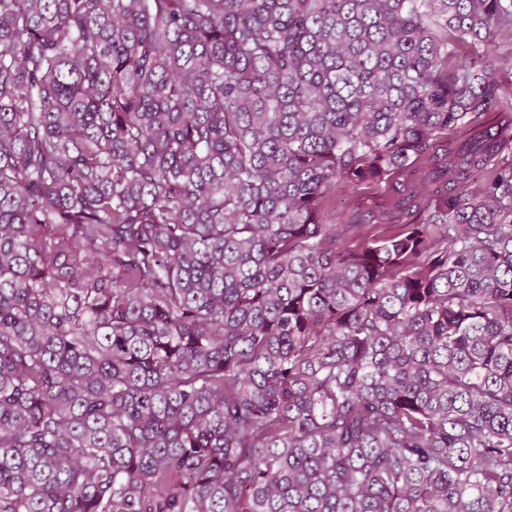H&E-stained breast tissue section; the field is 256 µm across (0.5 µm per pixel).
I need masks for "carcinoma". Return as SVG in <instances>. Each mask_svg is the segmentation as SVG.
Returning a JSON list of instances; mask_svg holds the SVG:
<instances>
[{"label":"carcinoma","mask_w":512,"mask_h":512,"mask_svg":"<svg viewBox=\"0 0 512 512\" xmlns=\"http://www.w3.org/2000/svg\"><path fill=\"white\" fill-rule=\"evenodd\" d=\"M511 62L512 0H0V512H512Z\"/></svg>","instance_id":"obj_1"}]
</instances>
